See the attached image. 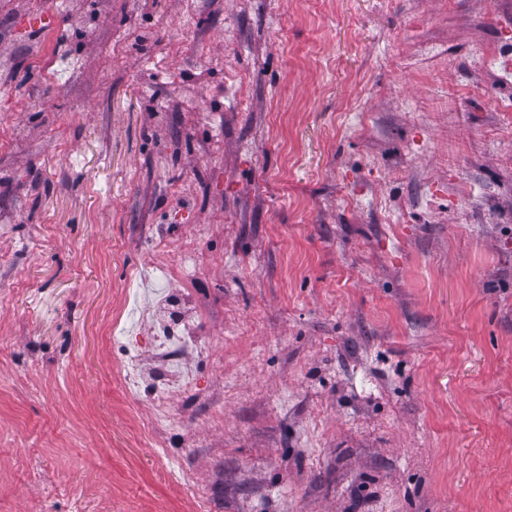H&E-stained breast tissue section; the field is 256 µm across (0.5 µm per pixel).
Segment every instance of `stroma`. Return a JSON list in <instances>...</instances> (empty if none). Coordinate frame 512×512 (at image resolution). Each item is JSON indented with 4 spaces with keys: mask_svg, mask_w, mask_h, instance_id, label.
I'll use <instances>...</instances> for the list:
<instances>
[{
    "mask_svg": "<svg viewBox=\"0 0 512 512\" xmlns=\"http://www.w3.org/2000/svg\"><path fill=\"white\" fill-rule=\"evenodd\" d=\"M507 39L512 0H0V472L39 449L43 512H512ZM156 238L201 262L174 483L105 353ZM494 68L496 78L500 84L512 85V42L500 44L495 57Z\"/></svg>",
    "mask_w": 512,
    "mask_h": 512,
    "instance_id": "1",
    "label": "stroma"
}]
</instances>
